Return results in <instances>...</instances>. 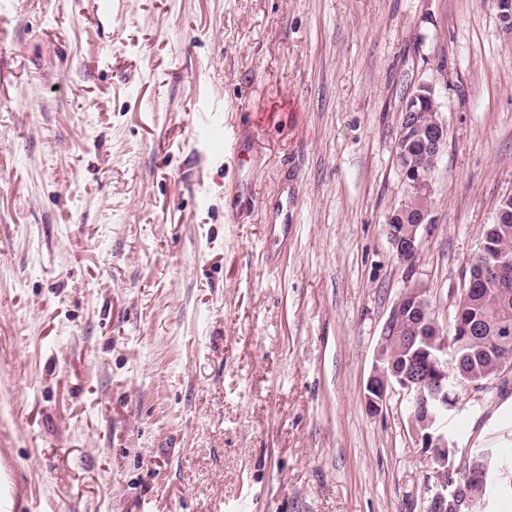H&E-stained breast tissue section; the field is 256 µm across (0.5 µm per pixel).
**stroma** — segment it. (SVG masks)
Returning <instances> with one entry per match:
<instances>
[{
  "instance_id": "stroma-1",
  "label": "stroma",
  "mask_w": 512,
  "mask_h": 512,
  "mask_svg": "<svg viewBox=\"0 0 512 512\" xmlns=\"http://www.w3.org/2000/svg\"><path fill=\"white\" fill-rule=\"evenodd\" d=\"M92 6L0 12V512H424L407 399L362 393L406 282L451 322L512 195L493 0ZM421 84L448 142L407 265L387 221ZM209 117L223 145L193 139ZM459 397L458 448L512 461V405Z\"/></svg>"
}]
</instances>
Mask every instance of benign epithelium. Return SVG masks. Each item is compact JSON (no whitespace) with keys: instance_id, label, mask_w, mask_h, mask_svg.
<instances>
[{"instance_id":"1","label":"benign epithelium","mask_w":512,"mask_h":512,"mask_svg":"<svg viewBox=\"0 0 512 512\" xmlns=\"http://www.w3.org/2000/svg\"><path fill=\"white\" fill-rule=\"evenodd\" d=\"M441 103L426 85L409 94L401 108L402 119L394 144L393 159L405 190L431 200V173L443 154L448 130L440 121ZM433 224L431 205L415 210L407 200L393 211L388 220V239L396 257L412 264L418 255L420 232ZM491 276L505 286H512V254H499L482 276L470 277L462 288V297L481 292L483 277ZM481 334L480 319L454 316L449 328H443L428 299V290L413 283L402 289L383 326L368 377L363 400L366 409L376 413L396 390L408 400L419 403L432 397L439 403L418 409L413 416L411 434L421 453L430 461L425 476L426 508L439 509L453 500L458 509L469 510L473 504L472 487L489 482L487 465L459 452L456 442L437 425V410L457 407L459 395L448 393V368L455 359L449 348L475 340ZM408 354L404 368L395 370L392 352Z\"/></svg>"}]
</instances>
